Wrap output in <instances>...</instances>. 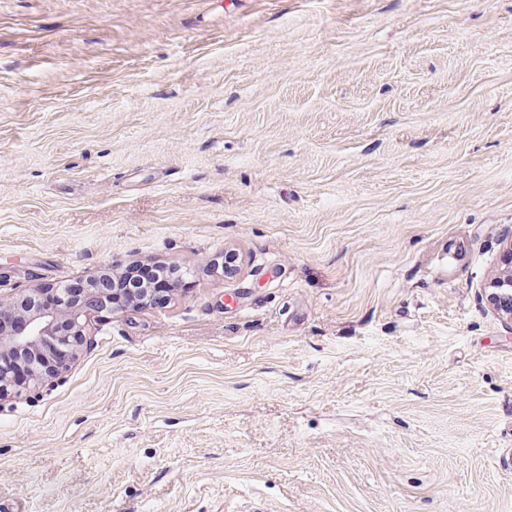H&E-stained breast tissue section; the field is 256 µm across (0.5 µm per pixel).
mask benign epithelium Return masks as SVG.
I'll list each match as a JSON object with an SVG mask.
<instances>
[{"instance_id":"7a95c632","label":"benign epithelium","mask_w":512,"mask_h":512,"mask_svg":"<svg viewBox=\"0 0 512 512\" xmlns=\"http://www.w3.org/2000/svg\"><path fill=\"white\" fill-rule=\"evenodd\" d=\"M505 267L489 285L490 302L497 314L512 326V241L505 246ZM96 279L85 283L80 304L65 303L60 307L37 305L44 288H31L10 299L8 309L17 315L9 326L0 324V353L10 351L24 358L25 374L13 377L0 371V401L11 395L37 392L65 372L54 364V355L64 351L76 353L86 338L91 319L100 313L119 315L145 303L127 304L117 299L103 304V295L94 288Z\"/></svg>"}]
</instances>
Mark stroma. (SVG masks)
<instances>
[{
	"mask_svg": "<svg viewBox=\"0 0 512 512\" xmlns=\"http://www.w3.org/2000/svg\"><path fill=\"white\" fill-rule=\"evenodd\" d=\"M511 237L512 0H0V298L188 283L0 401V512H512ZM506 254L505 267L488 286L490 302L497 314L512 328V239L504 250Z\"/></svg>",
	"mask_w": 512,
	"mask_h": 512,
	"instance_id": "stroma-1",
	"label": "stroma"
}]
</instances>
